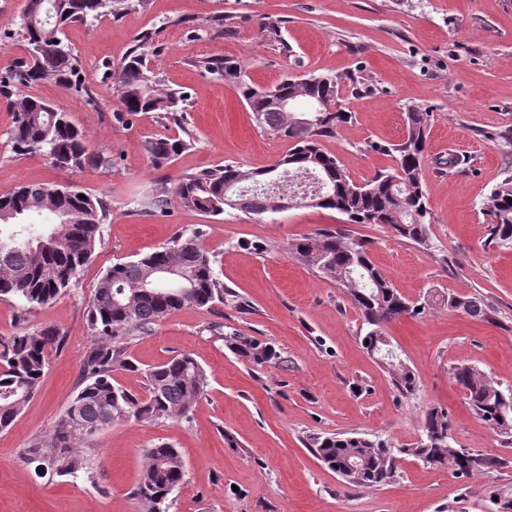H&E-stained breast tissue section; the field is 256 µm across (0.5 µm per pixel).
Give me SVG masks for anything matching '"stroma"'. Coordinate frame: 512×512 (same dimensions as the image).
Here are the masks:
<instances>
[{"label": "stroma", "instance_id": "obj_1", "mask_svg": "<svg viewBox=\"0 0 512 512\" xmlns=\"http://www.w3.org/2000/svg\"><path fill=\"white\" fill-rule=\"evenodd\" d=\"M25 3L0 0V73L24 56L16 32ZM218 16L233 19L234 34L212 29ZM263 17L281 20L284 44L261 39ZM144 32L153 37L149 66L162 87L186 92L189 101L173 116L147 112L121 124L104 66L118 64ZM64 38L95 104L51 82L35 93L69 112L88 150L113 165L70 173L41 155L15 156L8 133L18 93L0 91V196L22 183H74L106 199L110 212L102 244L69 295L27 310L0 300V337L22 323L68 334L35 396L0 432V512H140L133 489L144 448L157 442L177 448L186 466L167 512H492L486 491L512 482V468L468 479L406 459L395 482L354 487L314 456L308 439L358 434L408 444L419 439L426 412L440 407L458 445L512 459V440L473 414L452 379L454 367L467 364L512 385V246L490 241L481 210L512 175V0H130L119 16L66 26ZM208 56L238 59L264 89L289 74L340 77L339 103L354 117L323 147L358 184L393 166L379 148L402 139L408 106L430 112L422 175L431 248L399 240L386 224L344 223L332 210L208 216L172 202L181 176L224 164L268 169L289 148L245 111L231 84L194 66ZM159 134L190 138L191 146L155 168L144 144ZM152 197L169 198L165 212L143 210ZM323 228L368 241L375 267L424 305L421 315L386 328L418 378L414 395L402 396L364 348L363 317L345 292L290 254L295 239ZM180 232L196 235L214 256L239 305L169 314L130 341L137 371L113 378L143 394L142 367L189 352L207 373L204 396L190 420H132L93 437L100 461L94 479L37 478L22 454L50 434L78 384L92 342L86 308L99 278ZM448 292L481 294L495 323L444 308ZM210 323L223 324V335L207 332ZM234 334L274 348L277 360L254 364L231 347Z\"/></svg>", "mask_w": 512, "mask_h": 512}]
</instances>
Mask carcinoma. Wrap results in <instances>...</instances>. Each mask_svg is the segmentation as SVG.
Masks as SVG:
<instances>
[{
	"label": "carcinoma",
	"instance_id": "1",
	"mask_svg": "<svg viewBox=\"0 0 512 512\" xmlns=\"http://www.w3.org/2000/svg\"><path fill=\"white\" fill-rule=\"evenodd\" d=\"M50 3L46 20L35 23L22 14L19 35L28 59L0 74V88H32L46 81L95 103L93 91L80 79L79 58L64 42V28L74 22H93L116 16L127 0H28L35 11ZM259 33L269 42L282 41L281 21L264 18ZM152 36L135 40L122 62L109 68L118 99L116 116L125 120L141 112L176 113L185 110L187 96L162 90L148 68ZM207 73L233 84L239 99L256 121L291 144L271 169L246 171L225 164L182 176L175 196L185 208L209 216L233 208L234 192L246 190L237 210L252 215L274 212L272 188L289 193L313 190L318 180L328 185L319 195L318 207L333 210L349 224H387L405 240L427 247L430 243V211L423 190L421 164L425 154L430 114L411 107L406 113L405 134L387 147L374 146L395 158V165L382 170L359 186L341 167L322 141L336 135L349 123L352 112L336 104L341 78L329 75L288 76L274 89L264 91L248 81L242 64L227 56L195 61ZM293 96L327 108L301 124L269 105L271 94ZM11 150L17 155L42 154L61 170L75 172L87 166L110 167L112 159L88 152L85 134L67 112L33 94H24L13 109ZM190 144L182 138L154 137L145 142V152L156 167L172 162ZM82 193L72 184L26 183L0 197V299H14L22 307L47 305L70 294L77 275L102 241V225L109 212L103 198ZM491 219L492 238L512 245V177L502 181L483 202ZM54 217L50 224H34L33 216ZM290 253L311 265L324 278L345 290L360 311L369 331L364 339L374 343L385 335V327L422 311L394 288L372 263L368 245L341 230L324 229L290 244ZM171 266L184 274L189 289L181 293L169 280L156 274ZM356 269L360 285L350 288L342 281L349 268ZM235 297L215 269V260L197 242L196 235L177 234L166 247L119 262L100 277L87 304V326L93 335L86 351L80 383L68 399L49 439L34 441L25 450L24 461L38 470L40 478L91 477L95 462L73 451L75 444L97 435L114 423L134 420L150 422L190 419L192 408L207 386L204 369L191 353L177 354L143 370L146 397L140 398L112 382V371L120 367L136 371L139 366L127 355L125 344L132 336L149 334L174 310L195 305L211 309ZM444 304L487 323L495 321V310L479 294H448ZM68 340L64 330L26 324L0 339V431L13 426L24 407L38 391L48 367V357ZM239 350L253 363L278 359L276 351L244 340ZM392 383L403 396L415 394L418 380L401 356L383 364ZM453 379L464 389L472 412L495 432L512 437V385L493 384L471 366L454 368ZM310 446L327 466L345 480L361 487H379L395 477L398 462L412 458L433 468H449L467 478L480 477L512 467L504 457L480 450L457 448L449 433L447 413L434 407L425 414L422 435L399 448L361 436H314ZM145 464L133 491L142 512H165L162 505L179 488L184 464L177 449L166 443L144 451ZM490 496L495 512H512V483L495 486Z\"/></svg>",
	"mask_w": 512,
	"mask_h": 512
}]
</instances>
